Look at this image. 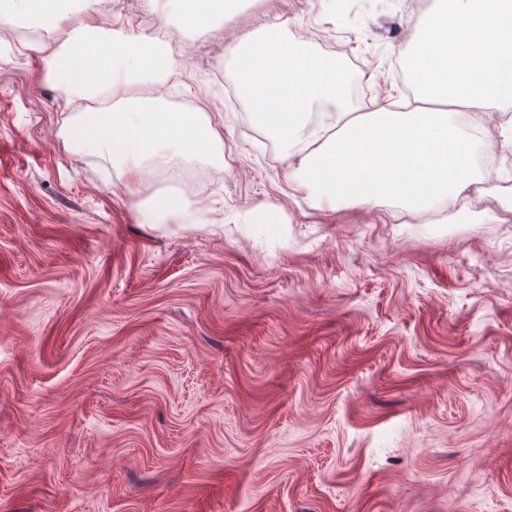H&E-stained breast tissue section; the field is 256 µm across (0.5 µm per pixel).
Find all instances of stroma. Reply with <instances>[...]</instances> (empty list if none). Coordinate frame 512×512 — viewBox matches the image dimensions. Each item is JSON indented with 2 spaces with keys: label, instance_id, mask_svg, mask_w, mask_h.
Returning <instances> with one entry per match:
<instances>
[{
  "label": "stroma",
  "instance_id": "stroma-1",
  "mask_svg": "<svg viewBox=\"0 0 512 512\" xmlns=\"http://www.w3.org/2000/svg\"><path fill=\"white\" fill-rule=\"evenodd\" d=\"M239 2L100 6L171 42L169 108L224 128L201 224L146 223L164 179L74 149L0 24V512H512V223L308 200L217 74L280 18L413 96L414 0Z\"/></svg>",
  "mask_w": 512,
  "mask_h": 512
}]
</instances>
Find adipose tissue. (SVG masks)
I'll return each mask as SVG.
<instances>
[{
    "instance_id": "obj_1",
    "label": "adipose tissue",
    "mask_w": 512,
    "mask_h": 512,
    "mask_svg": "<svg viewBox=\"0 0 512 512\" xmlns=\"http://www.w3.org/2000/svg\"><path fill=\"white\" fill-rule=\"evenodd\" d=\"M45 0H14L16 15L43 13L47 29L72 36L67 45L41 40L49 76L68 95L73 145L110 153L127 188L151 170L146 161L193 167L224 158V131L204 107L165 106L174 67L168 42L130 29H102L92 10L44 11ZM404 68L412 105L387 98L365 110L357 92L376 74L346 71L287 36L260 31L224 49V76L242 97L264 94L257 113L283 142L293 163L288 182L317 202L369 206L413 216H457L481 207L492 224L512 222V0H442L410 34ZM152 87L151 99H123L107 112L86 111L105 83ZM293 108L281 111L282 100ZM498 119L499 141L488 124ZM495 193H488V186ZM155 224L180 216L202 223L190 200L160 197L142 205Z\"/></svg>"
}]
</instances>
